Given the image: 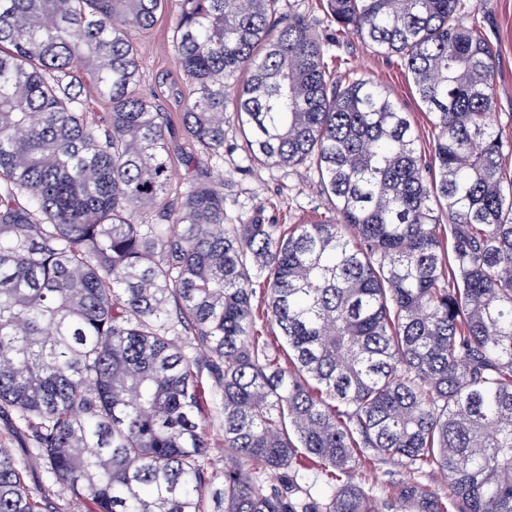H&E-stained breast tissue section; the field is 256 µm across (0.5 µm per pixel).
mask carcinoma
Segmentation results:
<instances>
[{"label": "carcinoma", "mask_w": 512, "mask_h": 512, "mask_svg": "<svg viewBox=\"0 0 512 512\" xmlns=\"http://www.w3.org/2000/svg\"><path fill=\"white\" fill-rule=\"evenodd\" d=\"M178 2L189 145L221 156L232 117L254 161L313 170L337 217L226 224L217 186L173 194L129 37L165 0H0V410L84 512H512V173L464 0H327L403 62L430 158L386 91L331 76L304 18L272 23L279 0ZM376 462L415 479L379 501L353 481ZM439 471L448 487L421 481ZM41 502L0 447V512ZM71 73L81 82V90L83 91L81 112H86L88 121L96 122L103 112L110 111L108 99L99 94L95 81L79 64L72 67ZM200 394L204 402V409H206V413L209 417L207 419L209 422L208 430L210 432L213 443L216 444L222 439L223 431L221 428V419L217 414V405L213 400L212 390L205 378L202 379V383L200 384Z\"/></svg>", "instance_id": "obj_1"}]
</instances>
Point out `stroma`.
Instances as JSON below:
<instances>
[{"mask_svg": "<svg viewBox=\"0 0 512 512\" xmlns=\"http://www.w3.org/2000/svg\"><path fill=\"white\" fill-rule=\"evenodd\" d=\"M468 4L461 17L463 24L479 23L496 51L493 120L512 150V0H468ZM280 12L306 18L326 61L336 65L338 72L381 85L408 112L421 151L431 152L435 132L430 117L397 58L378 55L355 36L338 33L326 0H280ZM178 13L177 0H167L152 28L131 33L138 49V91L168 119L173 187L183 192L199 179L223 184L224 221L228 224H301L331 216L333 205L321 193L312 171L253 163L236 122L224 126L223 159L204 160L197 166L185 162L187 144L180 112L182 99L192 94V85L179 66L174 47ZM0 446L12 449L29 492L45 495V512H81L70 492L36 460L31 430L8 411L0 413Z\"/></svg>", "mask_w": 512, "mask_h": 512, "instance_id": "35a3bbf8", "label": "stroma"}]
</instances>
